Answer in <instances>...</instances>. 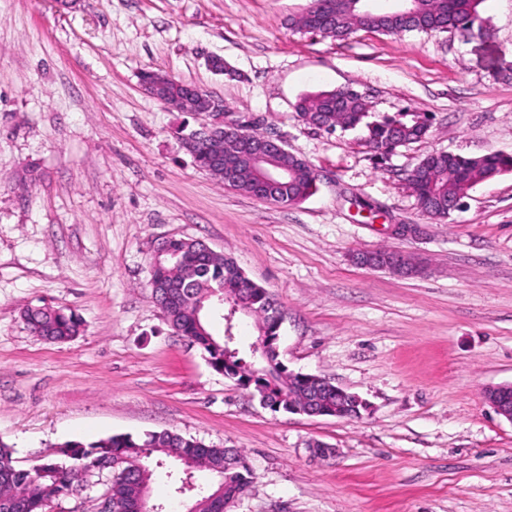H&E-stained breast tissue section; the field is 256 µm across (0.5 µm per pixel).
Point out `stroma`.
<instances>
[{
  "label": "stroma",
  "mask_w": 512,
  "mask_h": 512,
  "mask_svg": "<svg viewBox=\"0 0 512 512\" xmlns=\"http://www.w3.org/2000/svg\"><path fill=\"white\" fill-rule=\"evenodd\" d=\"M308 5L0 0V441L23 469L116 434L235 448L253 484L229 512H512V423L484 398L512 383V172L445 221L406 181L434 151L512 154V0H482L463 32L344 41L289 29ZM150 69L280 135L315 164V194L273 204L199 170L177 135L197 121L144 92ZM347 86L372 112L428 113V134L381 160L296 116L301 95ZM171 237L268 289L283 363L366 411L275 413L214 370L149 287L150 253ZM379 249L424 268L357 263ZM44 304L78 314L80 335L34 336L21 312ZM184 476L165 459L151 505L187 512Z\"/></svg>",
  "instance_id": "obj_1"
}]
</instances>
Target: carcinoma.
<instances>
[{
	"label": "carcinoma",
	"mask_w": 512,
	"mask_h": 512,
	"mask_svg": "<svg viewBox=\"0 0 512 512\" xmlns=\"http://www.w3.org/2000/svg\"><path fill=\"white\" fill-rule=\"evenodd\" d=\"M483 0H414L412 14L395 11L371 12L362 0H310L306 12L291 22L294 29L344 40L358 29L384 35L405 33L452 32L481 20L478 7ZM185 83L170 78L159 90L160 100H168L184 92ZM297 116L332 131L336 127L360 131L367 146L375 152L395 149V142L407 144L421 139L431 122L427 113L407 110L396 116H379L368 110L365 99L352 95L348 88L306 93L295 104ZM184 150L192 161L202 167L211 158L224 155V168L232 178H219L224 185L249 193L261 200L276 203H299L317 188V170L308 160L286 152L275 157L277 166L286 173L275 194L258 193L256 173L244 160L243 139L224 137L194 129L181 133ZM505 172H512V156L490 152L479 156H462L448 152L427 155L407 177L421 211L433 218L446 219L448 205L475 185ZM171 248L181 262H164L151 270V277L180 283L186 288L177 292L164 309L172 318L170 328L179 336L198 346L207 355L214 370L236 382L252 379V360L237 355L232 365L224 366V340L219 327L224 316L214 322L196 315V304L219 291L224 305L241 304L244 315L255 319L257 329L266 334L276 328L272 294L253 282L235 261L221 253L199 252V242L177 239ZM31 332L42 338L67 341L79 334L78 316L64 308L28 307L22 312ZM269 360V379L281 410L294 413L309 391L307 382L281 375L275 353ZM160 453L177 460L192 459L197 466L218 477L216 485L198 487L192 503L195 512H226V505L244 496L252 484V474L240 452L233 448L207 446L170 431L147 433L142 438L126 434L112 435L95 443H67L57 457L30 469L16 466L13 451L0 442V512H42L49 502L64 495L83 491L89 478L109 471L112 482L107 490L112 512H148L145 492L151 488L156 469L148 464L152 454Z\"/></svg>",
	"instance_id": "carcinoma-1"
}]
</instances>
